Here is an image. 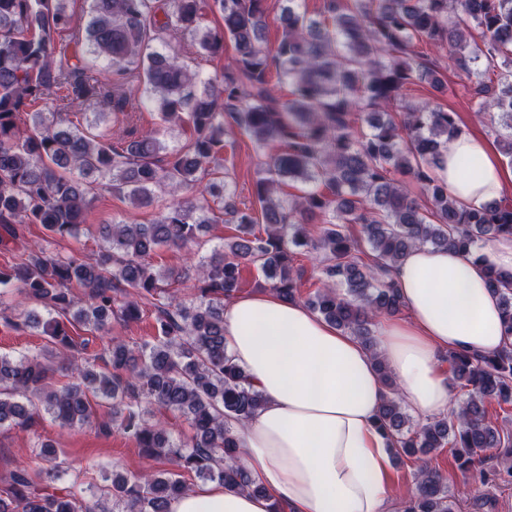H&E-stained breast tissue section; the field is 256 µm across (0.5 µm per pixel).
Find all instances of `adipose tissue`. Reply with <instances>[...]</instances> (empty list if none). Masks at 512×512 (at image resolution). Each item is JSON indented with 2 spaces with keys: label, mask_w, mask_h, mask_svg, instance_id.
I'll use <instances>...</instances> for the list:
<instances>
[{
  "label": "adipose tissue",
  "mask_w": 512,
  "mask_h": 512,
  "mask_svg": "<svg viewBox=\"0 0 512 512\" xmlns=\"http://www.w3.org/2000/svg\"><path fill=\"white\" fill-rule=\"evenodd\" d=\"M434 174L458 204L478 208L501 198L512 170L489 142L461 132L448 141ZM484 261L447 249L417 247L391 277L407 313L377 323L370 353L307 307L271 292L224 306V343L233 363L265 399L236 428L238 457L259 492L212 483L171 501L169 512H387L390 442L376 425L388 392L418 420L447 415L454 393L444 353L493 355L512 346L486 264L512 270V237L488 242Z\"/></svg>",
  "instance_id": "obj_1"
}]
</instances>
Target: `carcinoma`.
Instances as JSON below:
<instances>
[{
  "label": "carcinoma",
  "instance_id": "1",
  "mask_svg": "<svg viewBox=\"0 0 512 512\" xmlns=\"http://www.w3.org/2000/svg\"><path fill=\"white\" fill-rule=\"evenodd\" d=\"M69 0H0V248L16 252L0 268L26 309L7 324L42 329L50 361L0 354V427L30 430L43 408L62 427L93 424L101 433L117 426L143 454L178 471L117 474L87 499L75 486L59 487L67 469L57 450L39 441V473L25 465L10 475L0 512H168L190 490L184 474L218 481L229 491L261 492L237 457L230 423L244 424L263 405L262 395L224 346V301L255 266L285 301L302 299V250L322 254L321 286L309 308L372 352L371 325L399 314L402 301L390 277L413 248L431 246L466 255L499 236H512V202L479 209L458 205L433 169L459 131L457 115L431 101L406 99L408 85L448 88L438 65L414 46L448 47L453 65L470 81L476 112L498 119L496 142L512 164V0H322L319 17L300 11L299 0H92L85 25L75 24ZM218 11L220 28L203 25ZM277 13V44L263 40L265 20ZM191 38L198 58L235 49L231 64L213 76L190 69L167 51ZM158 40L162 49L151 46ZM103 63L94 71L88 56ZM293 86L282 99L270 75ZM161 127L139 136L96 139L71 119L91 105L128 116L140 86ZM38 102L51 111H32ZM368 129L358 133L355 119ZM186 125L185 143L168 147L167 129ZM241 133L259 147L279 145L258 171L255 202L263 222L237 208L234 181L224 170L226 136ZM421 186L422 205L392 177ZM313 185L284 199L283 184ZM194 188L192 198L165 204L150 224H101L99 250L85 260L51 248L74 237L98 186L132 203L155 201V188ZM237 234L198 264L195 293L182 298L185 274L155 266L157 250L184 248L215 221L214 209ZM321 220L317 236L307 225ZM40 224L44 243L18 246L22 226ZM361 225L365 244L350 234ZM512 332V271L486 268ZM79 292H74V289ZM155 312L158 336L131 348L112 343L105 356L81 361L86 340L112 322H135ZM452 378L468 389L453 417L415 423L393 397L377 414L378 428L401 463H418L415 492L404 512H454L455 495L424 456L449 447L460 467L487 461L503 448L487 402L512 405V350L491 356L448 354ZM73 381L55 388L54 374ZM112 408L102 422L97 408ZM187 421L190 434L171 435L166 413Z\"/></svg>",
  "mask_w": 512,
  "mask_h": 512
}]
</instances>
